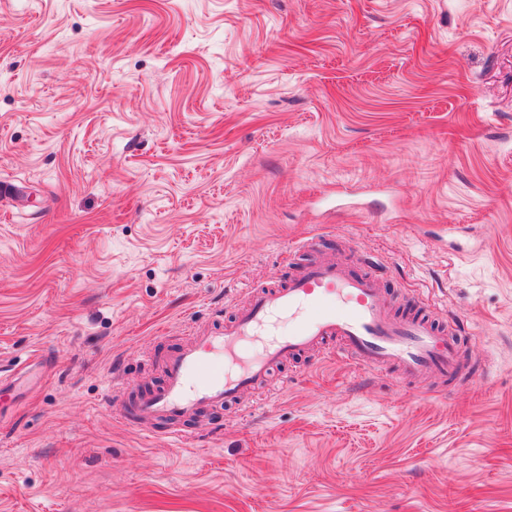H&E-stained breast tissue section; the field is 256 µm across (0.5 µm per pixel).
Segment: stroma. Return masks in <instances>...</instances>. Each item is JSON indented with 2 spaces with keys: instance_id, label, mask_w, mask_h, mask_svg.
Listing matches in <instances>:
<instances>
[{
  "instance_id": "1",
  "label": "stroma",
  "mask_w": 512,
  "mask_h": 512,
  "mask_svg": "<svg viewBox=\"0 0 512 512\" xmlns=\"http://www.w3.org/2000/svg\"><path fill=\"white\" fill-rule=\"evenodd\" d=\"M0 512H512V0H0ZM464 320L136 428L301 242Z\"/></svg>"
}]
</instances>
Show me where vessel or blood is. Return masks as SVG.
<instances>
[{"mask_svg":"<svg viewBox=\"0 0 512 512\" xmlns=\"http://www.w3.org/2000/svg\"><path fill=\"white\" fill-rule=\"evenodd\" d=\"M247 295L223 326L196 328L166 357L162 383L138 396L134 425L165 421L172 438L187 440L183 421L243 403L275 366L301 354L320 351L368 370L393 368L401 381H444L460 370L455 327L434 325L419 311L392 317L373 276L341 256L310 261L284 285L252 286ZM283 321L284 334L278 330Z\"/></svg>","mask_w":512,"mask_h":512,"instance_id":"obj_1","label":"vessel or blood"}]
</instances>
